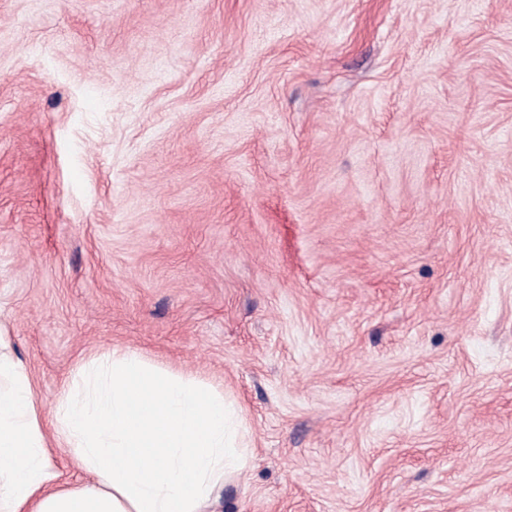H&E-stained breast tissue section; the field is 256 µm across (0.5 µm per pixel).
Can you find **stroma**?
I'll return each mask as SVG.
<instances>
[{"mask_svg":"<svg viewBox=\"0 0 512 512\" xmlns=\"http://www.w3.org/2000/svg\"><path fill=\"white\" fill-rule=\"evenodd\" d=\"M0 334L222 392L216 512H512V0H0Z\"/></svg>","mask_w":512,"mask_h":512,"instance_id":"stroma-1","label":"stroma"}]
</instances>
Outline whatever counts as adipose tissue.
I'll list each match as a JSON object with an SVG mask.
<instances>
[{
  "label": "adipose tissue",
  "mask_w": 512,
  "mask_h": 512,
  "mask_svg": "<svg viewBox=\"0 0 512 512\" xmlns=\"http://www.w3.org/2000/svg\"><path fill=\"white\" fill-rule=\"evenodd\" d=\"M54 421L58 447L93 485L61 484L31 377L0 356V512H209L249 460L223 395L129 350L84 361Z\"/></svg>",
  "instance_id": "obj_1"
}]
</instances>
